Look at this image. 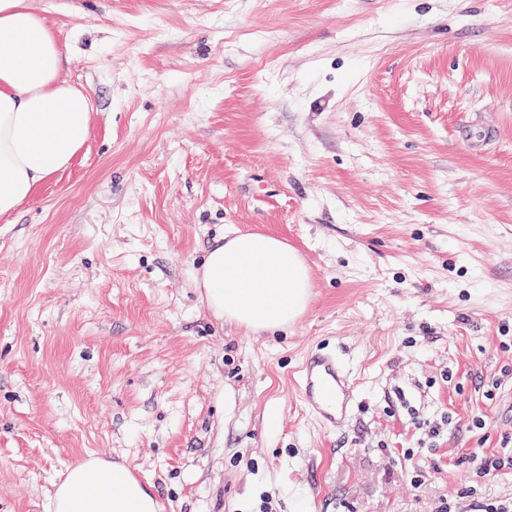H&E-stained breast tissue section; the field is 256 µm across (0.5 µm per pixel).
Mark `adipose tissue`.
I'll return each mask as SVG.
<instances>
[{
    "instance_id": "obj_1",
    "label": "adipose tissue",
    "mask_w": 512,
    "mask_h": 512,
    "mask_svg": "<svg viewBox=\"0 0 512 512\" xmlns=\"http://www.w3.org/2000/svg\"><path fill=\"white\" fill-rule=\"evenodd\" d=\"M52 27L29 0H0V217L66 170L86 143L91 109L62 73ZM201 285L219 318L254 331L284 329L304 311L310 272L297 250L261 233H238L207 254ZM48 512H160L126 466L92 457L69 466Z\"/></svg>"
}]
</instances>
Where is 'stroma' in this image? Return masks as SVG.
<instances>
[{
    "label": "stroma",
    "mask_w": 512,
    "mask_h": 512,
    "mask_svg": "<svg viewBox=\"0 0 512 512\" xmlns=\"http://www.w3.org/2000/svg\"><path fill=\"white\" fill-rule=\"evenodd\" d=\"M31 2L92 121L0 218V512L91 455L162 512L512 498L471 461L512 440V0ZM239 232L308 266L288 329L208 309ZM318 346L336 429L294 386ZM297 373V391L311 414L333 428L348 420L357 389L349 369L336 352L315 348Z\"/></svg>",
    "instance_id": "35a3bbf8"
}]
</instances>
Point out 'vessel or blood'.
<instances>
[{
    "label": "vessel or blood",
    "mask_w": 512,
    "mask_h": 512,
    "mask_svg": "<svg viewBox=\"0 0 512 512\" xmlns=\"http://www.w3.org/2000/svg\"><path fill=\"white\" fill-rule=\"evenodd\" d=\"M297 391L306 409L329 427L348 420L357 394L344 361L321 348L312 350L299 367Z\"/></svg>",
    "instance_id": "b4317fda"
}]
</instances>
